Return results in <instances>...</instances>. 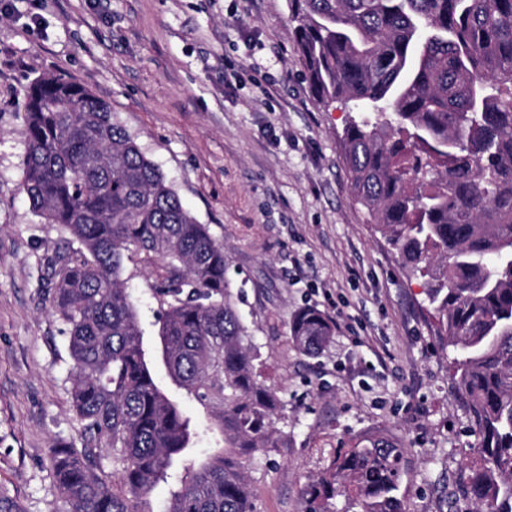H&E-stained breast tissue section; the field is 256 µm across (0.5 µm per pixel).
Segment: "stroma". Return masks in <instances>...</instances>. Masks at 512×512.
<instances>
[{
    "instance_id": "1",
    "label": "stroma",
    "mask_w": 512,
    "mask_h": 512,
    "mask_svg": "<svg viewBox=\"0 0 512 512\" xmlns=\"http://www.w3.org/2000/svg\"><path fill=\"white\" fill-rule=\"evenodd\" d=\"M288 15L287 0H0V492L23 512H59L50 451L82 434L67 336L43 288L44 259L72 239L21 188L23 89L44 76L108 103L224 244L256 369L284 402L280 447L247 469L257 512H304L306 482L370 436L403 451L406 512H475L454 351L423 279L351 193L339 137L354 107L316 102ZM163 274L125 263L149 336V285ZM307 308L334 329L316 357L292 339Z\"/></svg>"
}]
</instances>
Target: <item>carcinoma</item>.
Masks as SVG:
<instances>
[{"label":"carcinoma","instance_id":"1","mask_svg":"<svg viewBox=\"0 0 512 512\" xmlns=\"http://www.w3.org/2000/svg\"><path fill=\"white\" fill-rule=\"evenodd\" d=\"M288 9L315 100L353 103L341 140L354 197L402 267L426 278L441 338L456 349L452 376L476 436L464 492L477 512H512V0H288ZM24 94L22 191L79 244L56 250L46 297L65 326L83 431L81 447L50 454L65 512H152L160 483L171 486L164 512H256L244 460L280 444L282 402L257 378L224 243L107 103L58 76ZM133 255L165 270L151 286L153 350L124 287ZM332 335L316 310L293 324L308 356ZM202 429L218 430L222 445L197 457ZM401 462L390 440L362 439L303 497L312 512H329L338 496L359 512H402Z\"/></svg>","mask_w":512,"mask_h":512}]
</instances>
